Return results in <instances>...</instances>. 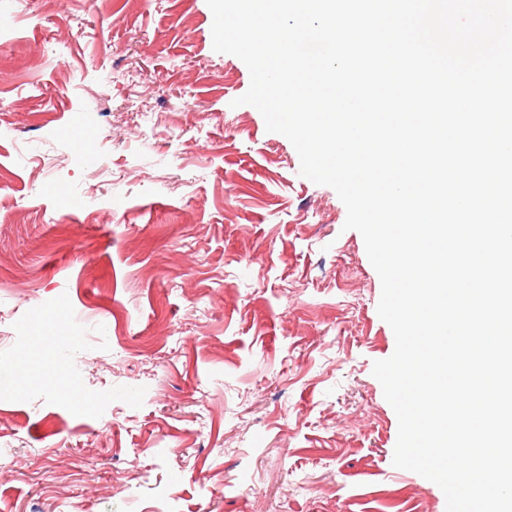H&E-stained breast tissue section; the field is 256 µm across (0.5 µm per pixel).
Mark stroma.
Returning <instances> with one entry per match:
<instances>
[{"mask_svg": "<svg viewBox=\"0 0 512 512\" xmlns=\"http://www.w3.org/2000/svg\"><path fill=\"white\" fill-rule=\"evenodd\" d=\"M206 0H0V512H446L336 192Z\"/></svg>", "mask_w": 512, "mask_h": 512, "instance_id": "35a3bbf8", "label": "stroma"}]
</instances>
